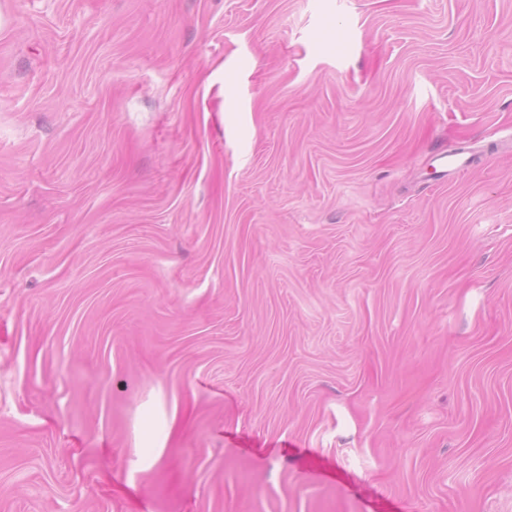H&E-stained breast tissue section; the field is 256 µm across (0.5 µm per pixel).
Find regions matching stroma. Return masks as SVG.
Wrapping results in <instances>:
<instances>
[{"mask_svg": "<svg viewBox=\"0 0 512 512\" xmlns=\"http://www.w3.org/2000/svg\"><path fill=\"white\" fill-rule=\"evenodd\" d=\"M0 11V512H512V0Z\"/></svg>", "mask_w": 512, "mask_h": 512, "instance_id": "obj_1", "label": "stroma"}]
</instances>
